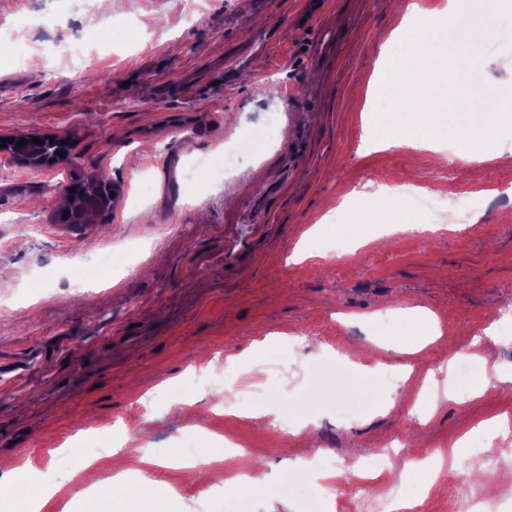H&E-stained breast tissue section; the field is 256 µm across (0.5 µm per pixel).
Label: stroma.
<instances>
[{"label": "stroma", "mask_w": 512, "mask_h": 512, "mask_svg": "<svg viewBox=\"0 0 512 512\" xmlns=\"http://www.w3.org/2000/svg\"><path fill=\"white\" fill-rule=\"evenodd\" d=\"M481 45L460 59L473 102H491L493 79L512 68V40L495 44L492 19L512 0H462ZM32 15L25 38L41 49L16 66L0 52V136L71 140L49 169L0 162V459L31 466L0 484V503L24 512L17 485L54 487L43 512H146L112 498L108 459L87 450L145 436L149 448L193 442L216 460L237 437L260 483L218 490L177 465L155 468L173 512H512L482 478L499 472L501 439L484 423L512 416V205L475 210L448 230V203L512 183V163L485 159L449 170L427 149L366 146L363 111L394 25L393 0H0V31ZM85 48L80 67L58 44ZM463 111L437 117L440 136ZM277 113L276 135L244 152L222 182L197 186L186 167L222 159ZM97 179L124 188L109 223L71 234L54 217L68 185ZM152 187L139 194L142 183ZM426 186L436 207L429 237L392 235L368 185ZM350 250L338 252L336 241ZM127 252L112 275L96 260ZM436 318L443 336L408 356L391 351L400 329ZM486 338L483 359L470 356ZM385 347V365L357 350ZM504 378L491 398L427 374L484 360ZM411 366L386 379L390 366ZM337 385L334 395L319 386ZM421 460L391 465L387 482L355 490L345 473L380 449ZM455 471L426 490L437 452ZM66 453L67 466L56 456ZM340 475L326 491L318 465Z\"/></svg>", "instance_id": "obj_1"}]
</instances>
